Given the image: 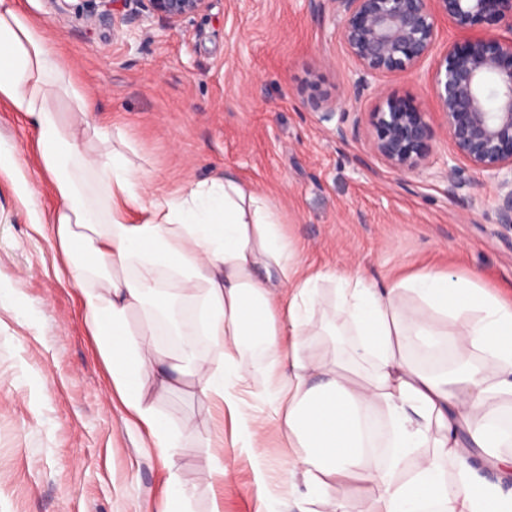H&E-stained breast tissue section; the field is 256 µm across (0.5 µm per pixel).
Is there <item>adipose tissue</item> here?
<instances>
[{
  "label": "adipose tissue",
  "instance_id": "1",
  "mask_svg": "<svg viewBox=\"0 0 512 512\" xmlns=\"http://www.w3.org/2000/svg\"><path fill=\"white\" fill-rule=\"evenodd\" d=\"M61 94L69 113L55 105ZM0 101L36 133L39 169L58 205L37 216L30 188L24 204L36 231L50 229L61 275L79 285L112 390L148 447L163 455L177 447L155 402L189 376L202 395L223 401L242 447H262L264 426L243 411L242 396L257 361L267 359L279 370L268 416L293 449L303 501L348 512L329 488L373 483L375 512H512V489L472 464L478 449L489 468L512 472V430L501 424L512 408V302L445 271L424 269L380 288L357 270L311 271L275 207L238 177L155 189L128 156L125 135L98 132L104 149H86L89 103L21 0H0ZM325 280L336 289L320 314ZM180 304L195 307L197 326L174 320ZM135 311L137 331L129 327ZM164 328L205 337L216 358L190 348L170 363L156 342ZM317 328L350 337L346 363L303 356V338ZM416 338L448 351L454 369L412 360Z\"/></svg>",
  "mask_w": 512,
  "mask_h": 512
}]
</instances>
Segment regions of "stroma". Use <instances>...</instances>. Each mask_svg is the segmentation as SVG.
<instances>
[{
	"instance_id": "stroma-1",
	"label": "stroma",
	"mask_w": 512,
	"mask_h": 512,
	"mask_svg": "<svg viewBox=\"0 0 512 512\" xmlns=\"http://www.w3.org/2000/svg\"><path fill=\"white\" fill-rule=\"evenodd\" d=\"M22 7L89 98L93 126L127 132L132 159L169 189L229 172L268 197L305 265L357 268L379 285L430 268L512 294V234L497 223L494 185L461 167L474 186L454 199L435 176L451 145L433 116L429 66L350 97L357 65L332 0H208L174 27L127 8L92 24L63 0ZM319 97L357 119L354 133L319 124ZM390 102L432 115L430 167L405 183L368 149L369 114ZM0 151L16 163L0 171V512H145L173 465L191 486L189 512H263V471L280 485L279 512H299L304 487L287 484L284 436L271 427L263 448L238 447L223 405L193 381L156 403L181 435L172 459L144 447L79 287L58 277L63 258L21 202L27 186L42 212L57 200L30 124L2 105ZM216 454L230 469L221 481L209 475Z\"/></svg>"
}]
</instances>
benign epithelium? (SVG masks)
I'll list each match as a JSON object with an SVG mask.
<instances>
[{
  "mask_svg": "<svg viewBox=\"0 0 512 512\" xmlns=\"http://www.w3.org/2000/svg\"><path fill=\"white\" fill-rule=\"evenodd\" d=\"M91 22L111 16L118 0H79ZM147 16L171 24L201 12L206 0H137ZM340 38L358 66L352 82L358 97L371 80L395 72L412 73L424 63L432 70L431 91L453 153L478 178L494 184L498 224L512 231V40L489 31L460 47L435 53L438 19L467 30L483 18L512 30V0H332ZM320 121L338 117L345 137L346 113L328 102ZM375 135L369 148L400 178L427 166L430 127L427 113L387 104L370 113Z\"/></svg>",
  "mask_w": 512,
  "mask_h": 512,
  "instance_id": "obj_1",
  "label": "benign epithelium"
}]
</instances>
